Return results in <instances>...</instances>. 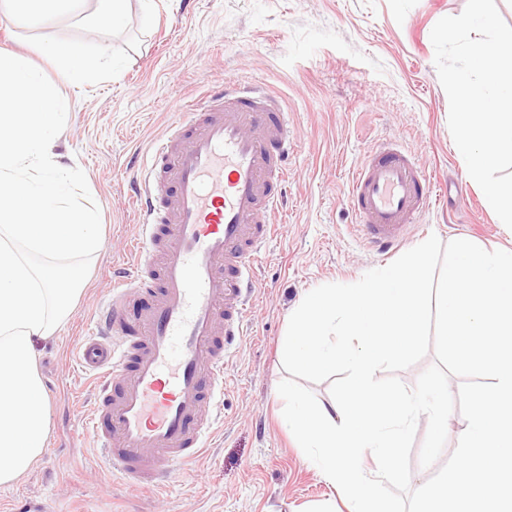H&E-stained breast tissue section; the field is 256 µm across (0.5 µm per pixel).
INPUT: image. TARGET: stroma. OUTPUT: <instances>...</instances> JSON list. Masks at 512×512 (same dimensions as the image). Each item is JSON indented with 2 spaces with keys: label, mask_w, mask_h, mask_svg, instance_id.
I'll use <instances>...</instances> for the list:
<instances>
[{
  "label": "stroma",
  "mask_w": 512,
  "mask_h": 512,
  "mask_svg": "<svg viewBox=\"0 0 512 512\" xmlns=\"http://www.w3.org/2000/svg\"><path fill=\"white\" fill-rule=\"evenodd\" d=\"M466 0H131L123 27L88 30L78 18L12 24L0 0V49L29 57L71 110L54 151L81 168L101 214L102 247L69 320L38 348L49 437L37 465L0 487V512H351L291 436L277 392L287 378L280 343L308 292L351 284L387 266L354 224L347 203L356 166L395 140L432 182L429 210L404 241L437 236L512 249L481 188L467 177L448 127L449 102L431 31ZM79 41L111 68L68 81L35 54L40 43ZM231 76L280 94L297 147L288 157L281 236L258 260L260 292L247 308L249 336L230 359V388L210 448L180 467L162 501L126 488L101 463L83 421L92 378L78 346L112 293L136 231L129 159L161 135L184 101Z\"/></svg>",
  "instance_id": "stroma-1"
}]
</instances>
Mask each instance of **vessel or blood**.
<instances>
[{"instance_id":"obj_1","label":"vessel or blood","mask_w":512,"mask_h":512,"mask_svg":"<svg viewBox=\"0 0 512 512\" xmlns=\"http://www.w3.org/2000/svg\"><path fill=\"white\" fill-rule=\"evenodd\" d=\"M295 149L288 111L266 87L235 79L181 105L146 149L131 190L135 261L84 336L93 373L86 430L133 485L163 488L207 446L224 369L247 331L254 263L273 241L271 217ZM426 170L399 144H380L354 172L348 202L364 239L392 253L431 202ZM144 303L129 314V292Z\"/></svg>"}]
</instances>
